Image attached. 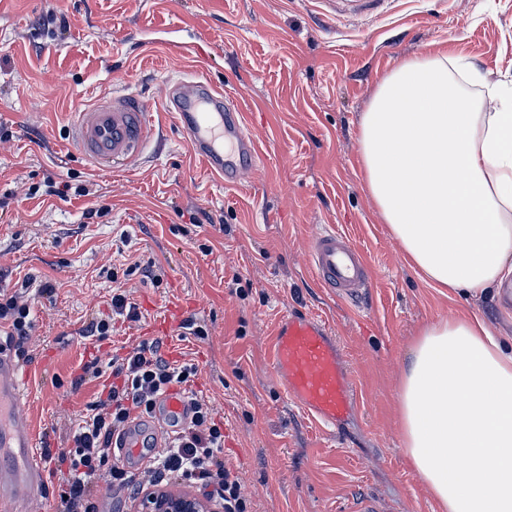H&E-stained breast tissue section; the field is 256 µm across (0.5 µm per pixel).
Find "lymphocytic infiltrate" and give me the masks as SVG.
I'll use <instances>...</instances> for the list:
<instances>
[{
    "mask_svg": "<svg viewBox=\"0 0 512 512\" xmlns=\"http://www.w3.org/2000/svg\"><path fill=\"white\" fill-rule=\"evenodd\" d=\"M55 286L0 289V335L7 343L24 347L35 323L31 317L32 293L50 295ZM112 381L102 389L98 403L87 407L70 429L69 447L57 456L62 475L60 512H101L97 490L107 485L127 489L130 477L111 456L112 438L123 433L132 419L154 414L170 387L183 386L198 372L196 364L169 360L160 341L144 339L125 354L113 355ZM193 416L185 426L171 430L141 478L156 486L178 479L203 488L207 499L221 503L224 512H251L241 481L224 465V423L217 420L201 396L190 393Z\"/></svg>",
    "mask_w": 512,
    "mask_h": 512,
    "instance_id": "lymphocytic-infiltrate-1",
    "label": "lymphocytic infiltrate"
}]
</instances>
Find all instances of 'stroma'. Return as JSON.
Masks as SVG:
<instances>
[{"mask_svg":"<svg viewBox=\"0 0 512 512\" xmlns=\"http://www.w3.org/2000/svg\"><path fill=\"white\" fill-rule=\"evenodd\" d=\"M65 15L64 33L42 21ZM203 41L205 52L180 47ZM468 57L489 84L512 85V0H385L371 12L338 0H0V289L50 279L24 346V404L37 439L66 448L71 423L102 388L93 359L157 337L166 306L183 321L163 336L169 359L199 365L193 383L226 435L224 463L252 512H348L371 496L381 512H438L402 451L400 374L419 332L462 312L512 336V310L432 287L407 262L360 179L359 122L398 61ZM191 70L222 86L248 116L263 157L255 178L206 176L165 110L169 79ZM137 93L156 140L123 171L95 166L68 135L79 112ZM68 196L47 194V180ZM107 216L87 218L90 209ZM346 233L367 255L371 286L343 301L308 265L312 238ZM151 264L120 288L141 312L104 340L84 336L108 309L112 269ZM328 321L362 389L333 433L284 392L270 362L279 316Z\"/></svg>","mask_w":512,"mask_h":512,"instance_id":"stroma-1","label":"stroma"}]
</instances>
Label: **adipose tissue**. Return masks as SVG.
<instances>
[{
	"instance_id": "obj_1",
	"label": "adipose tissue",
	"mask_w": 512,
	"mask_h": 512,
	"mask_svg": "<svg viewBox=\"0 0 512 512\" xmlns=\"http://www.w3.org/2000/svg\"><path fill=\"white\" fill-rule=\"evenodd\" d=\"M461 56L404 59L360 119L363 184L410 265L479 299L512 280V87ZM402 449L439 512H512V347L460 314L402 368ZM463 465H455V458Z\"/></svg>"
}]
</instances>
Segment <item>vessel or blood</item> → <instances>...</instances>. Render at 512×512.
<instances>
[{"label":"vessel or blood","instance_id":"obj_1","mask_svg":"<svg viewBox=\"0 0 512 512\" xmlns=\"http://www.w3.org/2000/svg\"><path fill=\"white\" fill-rule=\"evenodd\" d=\"M167 107L189 140L191 153L224 186L250 182L261 152L248 134L245 113L210 80L177 81L168 89ZM153 120L132 94L100 98L79 112L70 128L72 141L94 164L116 171L140 161L151 141ZM308 261L321 284L339 296L360 298L370 283L364 252L336 229L311 241ZM271 367L285 393L318 423L337 425L360 399L335 339L324 321L294 312L282 315L272 333ZM25 380L14 356L0 349V512L32 507L51 473L49 458L37 456L31 418L24 406ZM166 421H187L190 407L181 390L169 389L161 400ZM132 422L117 442L134 460L158 447Z\"/></svg>","mask_w":512,"mask_h":512}]
</instances>
